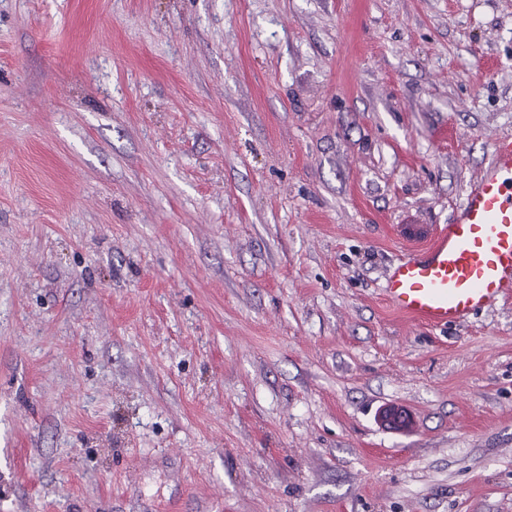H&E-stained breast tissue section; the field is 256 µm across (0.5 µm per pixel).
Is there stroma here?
<instances>
[{"mask_svg": "<svg viewBox=\"0 0 512 512\" xmlns=\"http://www.w3.org/2000/svg\"><path fill=\"white\" fill-rule=\"evenodd\" d=\"M505 135L512 0H0V512H512V297L383 296Z\"/></svg>", "mask_w": 512, "mask_h": 512, "instance_id": "obj_1", "label": "stroma"}]
</instances>
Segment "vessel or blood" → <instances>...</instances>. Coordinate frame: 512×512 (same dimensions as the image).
Masks as SVG:
<instances>
[{"mask_svg":"<svg viewBox=\"0 0 512 512\" xmlns=\"http://www.w3.org/2000/svg\"><path fill=\"white\" fill-rule=\"evenodd\" d=\"M383 292L393 309L433 327L462 324L512 295V137L495 142L451 223L407 249Z\"/></svg>","mask_w":512,"mask_h":512,"instance_id":"obj_1","label":"vessel or blood"}]
</instances>
